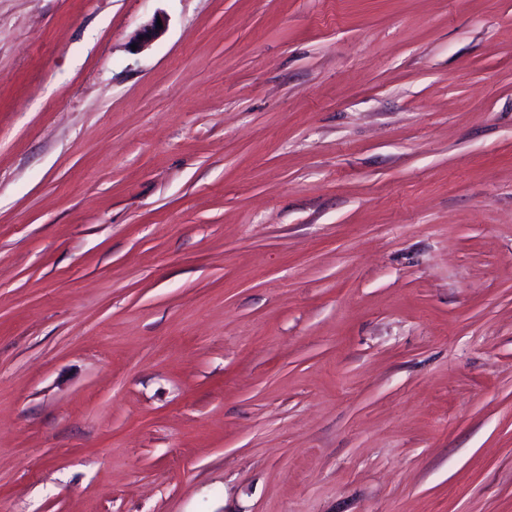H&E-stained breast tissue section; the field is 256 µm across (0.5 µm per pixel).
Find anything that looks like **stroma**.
Returning a JSON list of instances; mask_svg holds the SVG:
<instances>
[{"label":"stroma","instance_id":"obj_1","mask_svg":"<svg viewBox=\"0 0 512 512\" xmlns=\"http://www.w3.org/2000/svg\"><path fill=\"white\" fill-rule=\"evenodd\" d=\"M0 512H512V0H0Z\"/></svg>","mask_w":512,"mask_h":512}]
</instances>
